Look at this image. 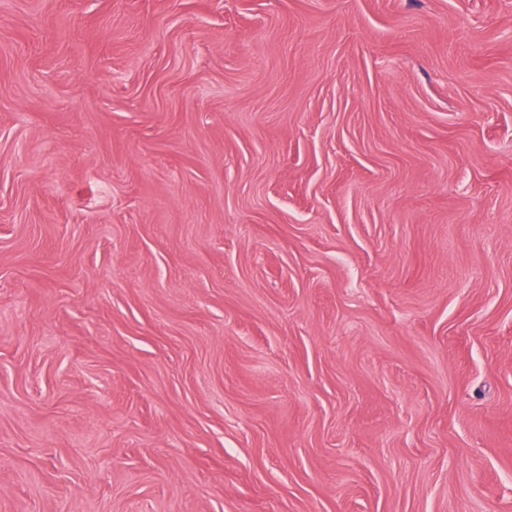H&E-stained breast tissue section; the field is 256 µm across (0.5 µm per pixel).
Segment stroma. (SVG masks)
Here are the masks:
<instances>
[{
    "instance_id": "1",
    "label": "stroma",
    "mask_w": 512,
    "mask_h": 512,
    "mask_svg": "<svg viewBox=\"0 0 512 512\" xmlns=\"http://www.w3.org/2000/svg\"><path fill=\"white\" fill-rule=\"evenodd\" d=\"M0 512H512V0H0Z\"/></svg>"
}]
</instances>
